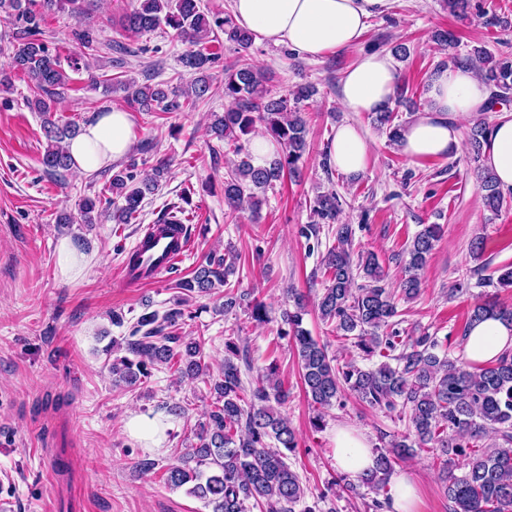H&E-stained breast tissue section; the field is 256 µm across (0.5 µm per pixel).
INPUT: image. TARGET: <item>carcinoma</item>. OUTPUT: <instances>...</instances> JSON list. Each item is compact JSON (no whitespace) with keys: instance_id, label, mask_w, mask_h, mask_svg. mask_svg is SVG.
I'll return each mask as SVG.
<instances>
[{"instance_id":"obj_1","label":"carcinoma","mask_w":512,"mask_h":512,"mask_svg":"<svg viewBox=\"0 0 512 512\" xmlns=\"http://www.w3.org/2000/svg\"><path fill=\"white\" fill-rule=\"evenodd\" d=\"M448 12L457 18L473 13L486 16L482 5L472 0H442ZM68 5L71 11H83L84 0H0V13L12 25L9 35L12 69L27 77L35 93L31 105L44 116L43 127L48 146L41 164L49 173L69 169L71 160L64 146L76 129L51 119L54 94L67 86L69 77L56 53L41 38V23L46 11ZM122 26L132 34L168 28L187 49L180 62L195 78L185 89L169 88L163 83L138 84L119 80L125 101L140 112H180L184 101L205 99L211 89L207 71L221 59L212 45L221 43L219 34L235 44L239 60L224 69V114L211 125L220 140L233 143L238 159L228 163L224 177V203L233 211L246 207L255 210L260 195L273 183L299 169L307 150V125L302 116L303 102L315 92L310 86L299 87L285 95L268 96L265 75L249 57L253 34L237 26L230 16L210 17L200 8V0H138L126 13ZM72 39L91 49L96 42L90 26L77 29ZM435 39L452 49L440 67L479 64V75L491 92L494 103L512 100V55L495 56L482 47L472 48L462 56L454 51L458 40L450 31L441 30ZM377 128L391 145L399 143L405 125L389 108L375 113ZM262 128L280 145V153L269 163L256 166L249 153L250 134ZM490 126L476 120L469 135L473 159L487 140ZM167 174L163 161L141 176L137 159L132 157L113 172L112 197L96 196L83 200L81 221L93 224L104 216L115 224H129L136 217L146 194L155 191ZM477 179L484 191L486 207L497 212L505 196L494 175L477 169ZM121 198L124 204H116ZM314 223L301 228L309 239L318 236L320 225H336V244L329 247L321 263L329 280L317 301L321 320L335 326L344 337H353L354 347L369 360L375 355L386 358L377 366L361 367L355 359L343 365L329 356L327 346L302 327L306 308L296 289H288L294 310L282 313L288 330L279 335L294 340L305 392L316 415L311 424L321 425L325 410L342 404L350 393L367 406L387 415L406 418L408 432L401 436L382 434L386 445L374 450L375 466L349 481L339 479L354 490L360 483L377 492L384 490L396 460L425 447L439 461L443 472V492L449 512H512V353L487 364H463L436 352L438 341L427 334L402 336L396 329L398 301L410 302L422 292L420 271L438 240L441 228L429 224L412 239L405 278L395 293L384 284L383 270L377 256L369 252L353 258V229L338 224L339 197L333 191L315 197L311 208ZM236 257H206L188 278L179 280L181 296L175 307L162 313L139 315L129 335L112 338L104 349L115 382L128 387L151 377L152 370L167 369L179 381H197L210 375L204 340L182 336L184 306L191 299L207 296L227 285L235 273ZM362 283L355 284L356 280ZM251 317L258 325L273 321L268 306L256 299L248 301ZM512 321V308L494 302L478 304L471 310L461 337H466L475 323L487 318ZM251 367L248 350L229 337L224 341V365L210 387L212 402L204 412V421L192 429L193 442L163 474L164 484L172 490L183 489L202 500L211 512H247L252 505L261 512H333L321 510L327 494L306 504L307 488L288 464V453L298 448L294 428L281 409L288 404L290 391L279 377L277 364L270 363L251 386L241 377V367ZM493 433V445L477 447V441ZM465 460V471L455 474L448 465L457 458Z\"/></svg>"}]
</instances>
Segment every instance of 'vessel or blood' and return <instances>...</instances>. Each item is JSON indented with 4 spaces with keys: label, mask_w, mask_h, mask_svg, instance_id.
Instances as JSON below:
<instances>
[{
    "label": "vessel or blood",
    "mask_w": 512,
    "mask_h": 512,
    "mask_svg": "<svg viewBox=\"0 0 512 512\" xmlns=\"http://www.w3.org/2000/svg\"><path fill=\"white\" fill-rule=\"evenodd\" d=\"M193 238L184 222L168 217L144 227L131 249L138 263L124 269L123 281L131 288L150 284L178 268L191 251Z\"/></svg>",
    "instance_id": "obj_1"
}]
</instances>
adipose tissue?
Masks as SVG:
<instances>
[{
    "instance_id": "ef3b65f1",
    "label": "adipose tissue",
    "mask_w": 512,
    "mask_h": 512,
    "mask_svg": "<svg viewBox=\"0 0 512 512\" xmlns=\"http://www.w3.org/2000/svg\"><path fill=\"white\" fill-rule=\"evenodd\" d=\"M393 0H232L239 27L273 46H283L301 59L315 61L328 52L358 49L346 70L338 100L344 111H379L394 101L397 70L391 56L361 49L371 19L386 14ZM490 90L476 65L450 67L434 74L429 102L405 127L400 148L410 160L459 152L464 122L486 112ZM135 139L129 112L115 108L101 113L68 141L73 168L82 174L123 159ZM370 140L352 122L339 124L328 148V162L346 175L366 170ZM482 165L494 174L503 194H512V108L501 107L483 145ZM512 350V322L488 318L476 323L463 342L462 358L488 363ZM337 466L350 476L372 467L373 445L362 432L336 427L333 433Z\"/></svg>"
}]
</instances>
